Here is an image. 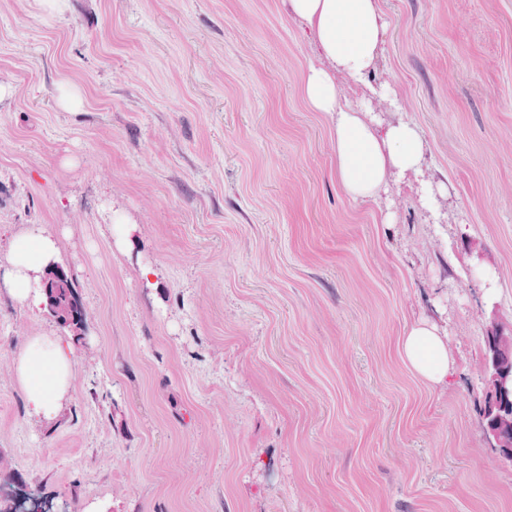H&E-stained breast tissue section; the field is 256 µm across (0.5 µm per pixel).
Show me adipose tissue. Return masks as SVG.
Listing matches in <instances>:
<instances>
[{"mask_svg": "<svg viewBox=\"0 0 512 512\" xmlns=\"http://www.w3.org/2000/svg\"><path fill=\"white\" fill-rule=\"evenodd\" d=\"M288 16L307 30L315 54L307 64L302 91L309 104L326 113L336 153V176L355 199H374L391 178L418 175L425 143L417 126L400 120L379 129L367 110L349 104L339 92L347 81L355 94L377 89L370 74L383 50L387 22L379 0H281ZM57 237L35 224L13 235L0 263V289L21 303L41 300L40 281L60 263ZM447 332L420 319L406 328L400 352L413 371L436 387L446 386L454 365ZM73 353L60 336L29 337L12 359L14 375L36 417L57 415L71 387Z\"/></svg>", "mask_w": 512, "mask_h": 512, "instance_id": "ef3b65f1", "label": "adipose tissue"}]
</instances>
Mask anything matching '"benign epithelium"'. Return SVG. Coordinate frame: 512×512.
<instances>
[{
	"instance_id": "benign-epithelium-1",
	"label": "benign epithelium",
	"mask_w": 512,
	"mask_h": 512,
	"mask_svg": "<svg viewBox=\"0 0 512 512\" xmlns=\"http://www.w3.org/2000/svg\"><path fill=\"white\" fill-rule=\"evenodd\" d=\"M65 273L58 269L42 278L44 307L55 318L81 331L84 315L79 299L62 295ZM485 381L487 405L483 414L486 437L499 448L502 457L512 462V335L507 336L492 324L485 336Z\"/></svg>"
}]
</instances>
